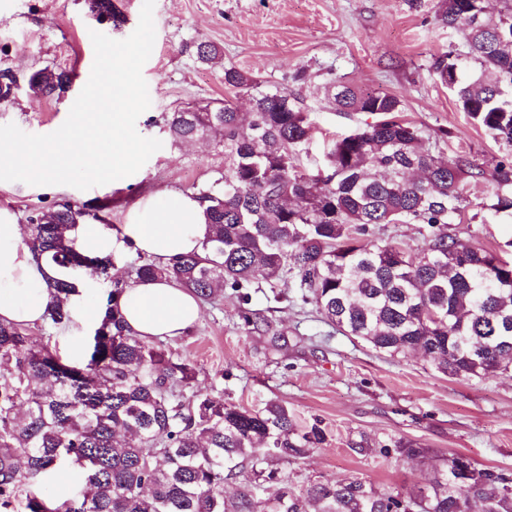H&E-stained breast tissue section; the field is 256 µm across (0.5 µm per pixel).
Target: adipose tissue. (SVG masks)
<instances>
[{
	"label": "adipose tissue",
	"mask_w": 512,
	"mask_h": 512,
	"mask_svg": "<svg viewBox=\"0 0 512 512\" xmlns=\"http://www.w3.org/2000/svg\"><path fill=\"white\" fill-rule=\"evenodd\" d=\"M206 207L198 195L168 190L120 228L83 220L68 235L80 252L91 257L132 251L165 263L201 252L210 231ZM68 276L66 269L34 253L23 241L15 214L0 208V322L23 327L43 324L51 301L50 283ZM120 310L131 333L146 340L182 336L202 316L197 297L167 278L130 282Z\"/></svg>",
	"instance_id": "adipose-tissue-1"
}]
</instances>
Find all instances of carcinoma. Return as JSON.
Here are the masks:
<instances>
[{
  "label": "carcinoma",
  "instance_id": "carcinoma-1",
  "mask_svg": "<svg viewBox=\"0 0 512 512\" xmlns=\"http://www.w3.org/2000/svg\"><path fill=\"white\" fill-rule=\"evenodd\" d=\"M492 17L487 0H442L439 20L465 35L464 49L434 64L463 111L494 139L512 145V0ZM70 84L62 69L41 68L25 79L33 95L52 96ZM224 85L252 88L247 73L224 69ZM343 111L378 119L332 140L329 171L307 172L299 152L312 125L294 92L260 93L251 119L228 101L167 118L180 141L208 133L224 138V189L200 192L211 234L202 252L156 264L144 259L138 279L168 277L202 299L229 288L245 325L268 326L247 305L253 276L272 288L294 283L302 299L349 336L391 356L420 352L458 379L512 372V261L448 234L461 220L465 180L483 171L463 156L444 160L419 130L400 119V100L350 85L333 88ZM501 193L492 205L512 213V157L492 174ZM86 212L69 203L38 213L25 242L72 272L112 267L75 247L64 230ZM379 224H425V244L411 252L370 240ZM128 281L112 277L86 361L62 362L31 330L0 323V512H255L254 494L279 484L269 512H512V475L464 454L425 477L412 496L381 492L359 479L309 483L301 492L281 466L326 441L320 421L297 424L288 406L270 400L240 408L221 393L183 395L197 369L166 345L140 339L124 326L119 301ZM47 320L72 319L76 292L54 281ZM409 459L427 450L399 439L381 448ZM79 467L75 497L48 499L33 490L65 465ZM471 468L462 485L455 469ZM250 467L231 498L226 484Z\"/></svg>",
  "mask_w": 512,
  "mask_h": 512
}]
</instances>
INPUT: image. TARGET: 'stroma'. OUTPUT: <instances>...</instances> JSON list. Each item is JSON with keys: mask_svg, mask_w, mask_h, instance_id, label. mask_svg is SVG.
Returning <instances> with one entry per match:
<instances>
[{"mask_svg": "<svg viewBox=\"0 0 512 512\" xmlns=\"http://www.w3.org/2000/svg\"><path fill=\"white\" fill-rule=\"evenodd\" d=\"M440 0H155L156 38L142 74L150 107L136 129L159 139L161 149L134 175L114 185L82 191H49L23 182L0 187V208L20 224L63 202L100 214L110 227L128 223L157 201L160 191L198 193L224 187V144L214 137L174 140L170 113L232 100L251 111L252 92L224 86V70L247 72L260 91L296 92L313 123L300 153L302 166L324 165V144L375 120L366 112H339L328 90L337 82L396 96L400 115L417 126L441 158L463 155L484 171L463 187L466 223L448 234L476 247L512 257V215L492 208L499 191L491 174L512 156L459 107L436 77L439 54L461 47L460 33L437 18ZM116 16L91 12L88 0H0V72L25 78L49 67L69 72L62 97L18 90L0 102V125L49 134L66 120L94 62L91 31L122 40L139 22L143 0H113ZM206 43L219 50L211 62L197 58ZM255 89V90H256ZM202 320L168 340L198 370L195 392H222L246 409L267 401L286 403L299 424L321 420L326 443L289 463L288 480L303 488L313 480L358 478L378 490L412 492L432 469L462 453L484 466L512 474V375L471 380L437 372L422 356H392L345 335L325 322L296 292L275 302L271 288L252 289L250 309L268 320L269 331L245 326L231 291L204 302ZM398 439L426 448L423 460L384 456L379 448Z\"/></svg>", "mask_w": 512, "mask_h": 512, "instance_id": "stroma-1", "label": "stroma"}]
</instances>
